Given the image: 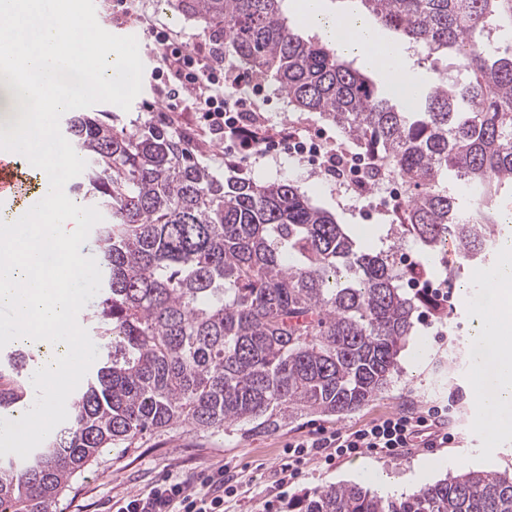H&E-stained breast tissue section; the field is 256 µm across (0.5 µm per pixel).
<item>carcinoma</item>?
I'll list each match as a JSON object with an SVG mask.
<instances>
[{
    "instance_id": "carcinoma-1",
    "label": "carcinoma",
    "mask_w": 512,
    "mask_h": 512,
    "mask_svg": "<svg viewBox=\"0 0 512 512\" xmlns=\"http://www.w3.org/2000/svg\"><path fill=\"white\" fill-rule=\"evenodd\" d=\"M284 0H175L224 37V53L272 78L301 112L412 188L381 247H361L294 183L222 181L161 122L128 129L88 115L66 135L87 166L76 186L103 220L104 355L73 413L25 459L0 460V507L46 512L106 448L176 424L274 431L343 415L381 394L418 308L402 282L432 274L392 260L397 236L431 254L453 238L483 261L512 199V0H357L383 27L448 69L414 96L383 92L319 38L290 25ZM478 193L463 208L456 186ZM30 355L0 358V412L33 404ZM288 512H512V478L462 470L400 499L329 485Z\"/></svg>"
}]
</instances>
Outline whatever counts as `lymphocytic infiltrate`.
<instances>
[{
	"mask_svg": "<svg viewBox=\"0 0 512 512\" xmlns=\"http://www.w3.org/2000/svg\"><path fill=\"white\" fill-rule=\"evenodd\" d=\"M155 39L161 63L179 93L203 103L200 122L237 143L242 153L253 151L273 157L279 150L301 144L300 134H263L253 125L249 115L256 111L255 98L262 95L263 88L247 74L225 64L223 44L211 43L206 55L201 56L169 33H156ZM447 411V405L435 404L421 414L394 413L349 432L319 430L289 446L282 468L297 470L314 456L328 466L339 458H355L367 452L394 458L410 448L412 437L421 433L436 436L439 443H451L454 436L441 421ZM235 494V487L225 484L220 476L207 477L194 491L168 477L148 491L125 497L117 512H224L225 499Z\"/></svg>",
	"mask_w": 512,
	"mask_h": 512,
	"instance_id": "obj_1",
	"label": "lymphocytic infiltrate"
}]
</instances>
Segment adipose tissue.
<instances>
[{
    "label": "adipose tissue",
    "instance_id": "obj_1",
    "mask_svg": "<svg viewBox=\"0 0 512 512\" xmlns=\"http://www.w3.org/2000/svg\"><path fill=\"white\" fill-rule=\"evenodd\" d=\"M294 16L313 28L323 42L338 52L357 57L364 65H380L398 87L415 85L404 63L405 49L382 34L354 8L333 14L324 0H292ZM502 259L495 269L481 273L489 304L475 339L474 402L489 406L485 423L489 446L512 430V238L501 244Z\"/></svg>",
    "mask_w": 512,
    "mask_h": 512
}]
</instances>
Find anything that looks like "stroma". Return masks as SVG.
<instances>
[{"label":"stroma","instance_id":"35a3bbf8","mask_svg":"<svg viewBox=\"0 0 512 512\" xmlns=\"http://www.w3.org/2000/svg\"><path fill=\"white\" fill-rule=\"evenodd\" d=\"M96 17L99 25L112 34L136 37L144 72L142 90L129 110L99 103L94 105V112L117 113L121 123L131 128L150 119L173 123L191 140L197 160L217 178L238 174L260 184L289 180L316 205L335 215L356 239L375 241L385 234L392 218L373 210L369 197L311 175L307 163L286 155L275 160L255 154L241 160L237 145H225L220 136L201 127L192 106L175 113L166 111L158 96L159 64L149 31L173 32L193 47L208 42L211 35L202 21L179 15L167 0H97ZM264 85L268 98L261 110L271 126H286L309 135L320 133L328 140L339 141L334 126L294 110L272 80H265ZM433 265L458 270L442 302L446 316L427 322L422 315H415V334L410 342L423 348L425 354L416 359L410 350L404 351L398 371L374 400L343 416L306 415L287 420L276 431L254 436L241 435L234 429L202 432L184 426L144 435L130 447L111 448L99 455L73 479L50 512H111L116 501L147 490L167 476L192 483L200 474L220 468L238 488L237 496L226 500L224 512H266L269 500L275 504L273 512H286L293 496L332 484L358 482L367 470L385 474L388 483L382 493L395 498L464 469L512 476V434L501 438L495 453H487L485 423L473 403L470 360L483 302L482 289L475 281L477 271L467 266L451 244L439 252ZM446 401L452 404L448 425L455 433L454 441L446 447L414 448L397 458L365 453L337 460L328 468L313 457L303 464L298 478L285 485L280 482L285 450L293 440L321 429L353 430L389 413L419 412Z\"/></svg>","mask_w":512,"mask_h":512}]
</instances>
